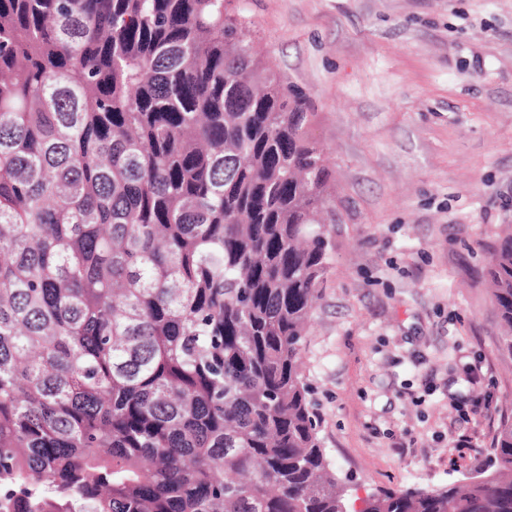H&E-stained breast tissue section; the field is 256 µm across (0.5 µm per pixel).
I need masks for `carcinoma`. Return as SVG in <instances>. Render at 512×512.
Returning <instances> with one entry per match:
<instances>
[{"instance_id": "carcinoma-1", "label": "carcinoma", "mask_w": 512, "mask_h": 512, "mask_svg": "<svg viewBox=\"0 0 512 512\" xmlns=\"http://www.w3.org/2000/svg\"><path fill=\"white\" fill-rule=\"evenodd\" d=\"M227 0H0V512H346L300 353L312 113ZM512 354V230L491 260ZM470 481L372 512H512Z\"/></svg>"}]
</instances>
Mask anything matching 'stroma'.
<instances>
[{"instance_id": "35a3bbf8", "label": "stroma", "mask_w": 512, "mask_h": 512, "mask_svg": "<svg viewBox=\"0 0 512 512\" xmlns=\"http://www.w3.org/2000/svg\"><path fill=\"white\" fill-rule=\"evenodd\" d=\"M314 112L329 267L302 346L348 512L464 480L512 418V0H233ZM491 280L495 303L508 336L504 348L512 354V227L491 260Z\"/></svg>"}]
</instances>
